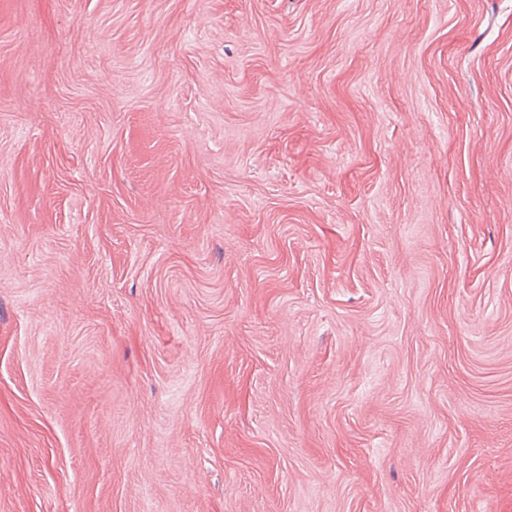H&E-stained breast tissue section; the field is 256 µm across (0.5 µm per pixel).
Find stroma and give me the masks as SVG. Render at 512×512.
<instances>
[{"label": "stroma", "instance_id": "stroma-1", "mask_svg": "<svg viewBox=\"0 0 512 512\" xmlns=\"http://www.w3.org/2000/svg\"><path fill=\"white\" fill-rule=\"evenodd\" d=\"M0 512H512V0H0Z\"/></svg>", "mask_w": 512, "mask_h": 512}]
</instances>
